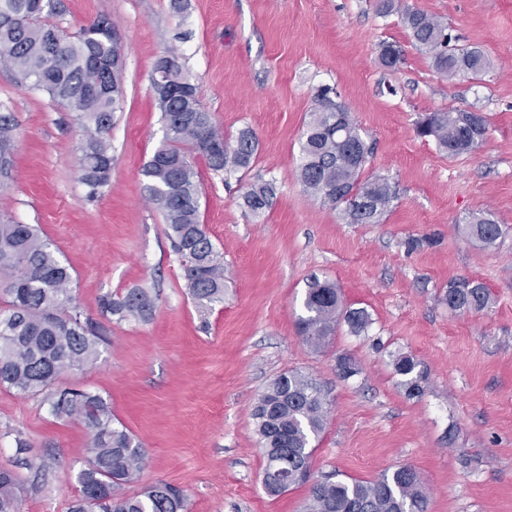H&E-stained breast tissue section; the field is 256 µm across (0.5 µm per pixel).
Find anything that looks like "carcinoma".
<instances>
[{"mask_svg":"<svg viewBox=\"0 0 512 512\" xmlns=\"http://www.w3.org/2000/svg\"><path fill=\"white\" fill-rule=\"evenodd\" d=\"M55 0H0V67L74 114L81 131L77 179L85 200L101 197L112 173L111 131L123 91L120 77L97 88L101 73L93 63L112 64L120 47L109 22L99 19L68 35L49 21ZM401 14L414 46L432 55L436 71L448 77L479 80L491 63L478 47L452 43L448 25L420 9L380 0L379 12ZM152 80L162 115L163 139L142 175L150 200L163 213L166 236L177 257L184 288L205 315L224 302V252L201 224V183L192 162L202 155L219 173L250 167L258 151L255 133L244 128L234 140L214 121L191 81L183 55L175 48ZM14 116L0 113V193L10 189L16 143ZM488 118L470 109L432 112L417 133L434 139L450 155L472 153L486 139ZM370 147L348 108L318 90L315 107L304 122L299 180L305 191L332 208L344 206L349 224H378L395 198L384 178L361 179ZM270 183L252 184L241 196L244 212L259 216L272 205ZM458 228L490 248L502 234L492 212L471 213ZM443 300L460 313L488 307L486 286L462 277L448 284ZM155 296L146 288L107 295L102 312L115 322L151 318ZM359 335L371 324L369 314L343 309L340 290L328 280L311 278L301 300L297 332L314 348L333 335L339 322ZM106 331L84 316L76 300L73 275L59 249L34 224L0 213V386L22 396L41 398L51 416L76 422L87 434L89 458L78 474L79 493L68 512H188L179 488L158 482L134 494L125 492L140 472L142 444L112 417L99 393L61 380L102 360ZM394 369L407 395L424 390L426 373L409 355H397ZM329 412L327 392L309 373L291 370L273 379L258 399L253 418L265 448L262 483L270 495L310 483L306 512H427L428 495L412 466L384 471L372 481L311 479L312 442L324 431ZM16 473L0 468V512H18Z\"/></svg>","mask_w":512,"mask_h":512,"instance_id":"cac0c4a2","label":"carcinoma"}]
</instances>
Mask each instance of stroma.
I'll return each instance as SVG.
<instances>
[{
  "mask_svg": "<svg viewBox=\"0 0 512 512\" xmlns=\"http://www.w3.org/2000/svg\"><path fill=\"white\" fill-rule=\"evenodd\" d=\"M55 3L53 24L73 32L104 16L120 37L124 101L112 128L111 184L84 201L71 112L0 68V112L17 124L0 211L39 225L58 247L85 316L102 321L109 293L143 287L158 296L148 321L109 323L101 363L67 378L101 393L142 442L145 464L127 492L165 482L186 491L189 512H303L307 486L266 493L252 416L275 377L302 370L330 401L315 477L371 481L407 464L425 482L428 512H512V0H399L481 48L491 68L479 80L439 74L399 14L379 13V0H182L178 12L171 0ZM386 43L402 52L391 69L380 62ZM172 46L225 136L247 127L259 141L245 173L218 175L194 158L201 221L224 253V302L206 316L184 291L141 175L162 139L151 73ZM324 84L372 148L364 177L397 187L380 223H344L298 179L303 123ZM456 108L486 113L489 129L477 151L451 156L416 124ZM260 179L274 182L276 196L254 218L240 202ZM478 210L502 227L493 248L457 230ZM314 277L334 282L345 308L370 314L366 333L339 325L319 349L298 336ZM459 277L487 287V309L449 310L443 295ZM395 353L426 372L422 396L407 397ZM342 357L357 366L347 379L338 374ZM17 430L31 444L28 458L46 466L41 477L17 468L20 512H67L88 457L83 427L52 421L39 399L0 387V465L16 456Z\"/></svg>",
  "mask_w": 512,
  "mask_h": 512,
  "instance_id": "1",
  "label": "stroma"
}]
</instances>
